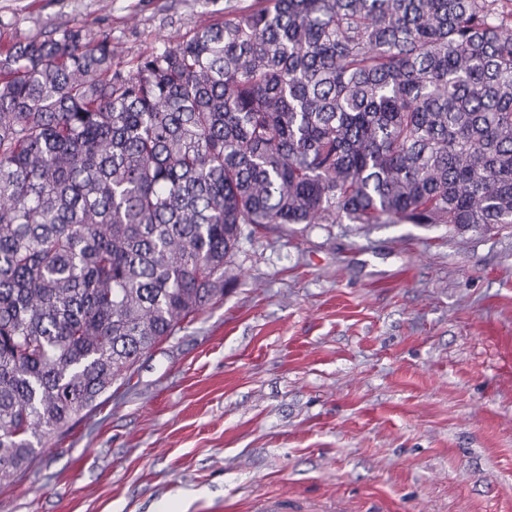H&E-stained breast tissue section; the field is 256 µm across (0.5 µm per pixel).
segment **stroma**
<instances>
[{"label":"stroma","mask_w":512,"mask_h":512,"mask_svg":"<svg viewBox=\"0 0 512 512\" xmlns=\"http://www.w3.org/2000/svg\"><path fill=\"white\" fill-rule=\"evenodd\" d=\"M252 0H0V50L119 62ZM512 512V229L270 224L224 298L53 439L0 512Z\"/></svg>","instance_id":"35a3bbf8"}]
</instances>
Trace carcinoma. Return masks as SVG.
<instances>
[{
    "instance_id": "carcinoma-1",
    "label": "carcinoma",
    "mask_w": 512,
    "mask_h": 512,
    "mask_svg": "<svg viewBox=\"0 0 512 512\" xmlns=\"http://www.w3.org/2000/svg\"><path fill=\"white\" fill-rule=\"evenodd\" d=\"M500 0H255L115 65L0 52V485L213 299L252 226L512 224Z\"/></svg>"
}]
</instances>
